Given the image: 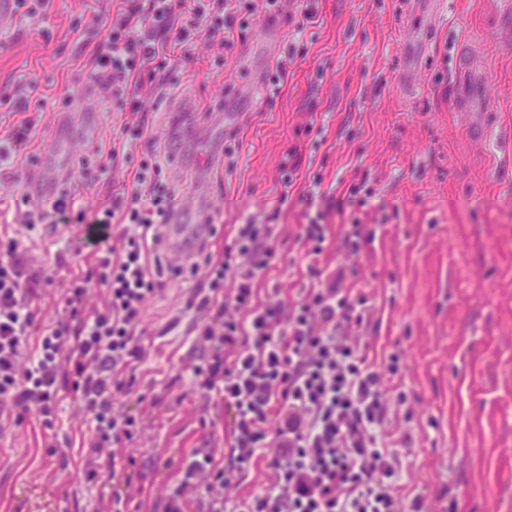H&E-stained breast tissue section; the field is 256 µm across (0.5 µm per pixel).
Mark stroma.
Segmentation results:
<instances>
[{"mask_svg":"<svg viewBox=\"0 0 512 512\" xmlns=\"http://www.w3.org/2000/svg\"><path fill=\"white\" fill-rule=\"evenodd\" d=\"M310 5L307 19L297 0H281L274 50L255 15L226 64L197 44L161 100L112 112L100 91L89 112L69 114L63 132L57 113L94 77L90 54L112 0H52L47 13L17 17L0 28V139L23 119L3 104L17 87H35L47 105L29 154L0 167V196L19 180L81 190L98 148L123 124L144 123L135 156L154 157L181 198L208 196L212 248L247 218L271 225L277 255L261 286L288 306L308 286L303 226L321 219L329 265L359 270L362 353L378 364L400 357L408 399L390 404L388 416L391 431L411 437L401 451L407 493L422 496L428 512H512V23L503 21L502 0H444L417 84L407 89L397 80L398 47L419 20L412 0ZM294 47L299 55L288 58ZM460 50L486 74L495 128L483 141L468 136L470 117L454 105ZM263 54L269 64L287 62L274 97L252 84L251 66ZM60 144L68 152L56 177L43 157ZM352 186L374 207L334 210ZM92 217L55 214L21 235L22 261L52 280L37 300L44 319L62 315L64 282L94 250L81 234ZM346 224L362 225L369 237L359 251ZM177 263L162 246L151 257L166 287L146 304L133 392L115 402L141 422L127 447L137 460L127 512H164L192 449L228 452L220 401L203 395L191 371L208 315L191 306L197 279L173 274ZM55 435L51 454L36 415L20 427L0 422V512L108 506L111 482L81 476L93 430L70 395L61 397Z\"/></svg>","mask_w":512,"mask_h":512,"instance_id":"1","label":"stroma"}]
</instances>
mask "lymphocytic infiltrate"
I'll use <instances>...</instances> for the list:
<instances>
[{
	"label": "lymphocytic infiltrate",
	"instance_id": "lymphocytic-infiltrate-1",
	"mask_svg": "<svg viewBox=\"0 0 512 512\" xmlns=\"http://www.w3.org/2000/svg\"><path fill=\"white\" fill-rule=\"evenodd\" d=\"M256 8L254 0H118L94 56L112 111H142L156 77L171 81L197 42L231 49L235 28H246ZM21 202L15 221L31 232L50 213L72 210L76 199L65 190L42 201L25 194ZM177 204L158 166L145 160L130 188L88 199L95 223L119 226L118 242L97 249L92 267L71 275L62 316L45 326L31 306L41 273L20 260L18 238L0 242V412L17 424L37 412L48 439L59 394L70 392L91 417L92 446L101 455L83 471L90 482L136 465L122 447L135 440L139 422L114 414L112 400L129 393L124 371L144 355L146 302L165 287L150 255ZM326 230L316 223L304 229L310 285L289 308L259 297L258 281L275 255L270 229L235 225L220 254L199 249L191 264L204 274L197 307L209 314L193 373L231 417L227 461L199 451L186 467L207 495L208 512H421V498L402 505L395 442L385 429L387 398L401 389L393 380L398 358L390 356L382 371L359 355L354 331L365 299L343 288L345 270L328 276L319 267ZM94 282L104 289L97 306L88 301ZM262 458L267 487L231 500L229 489Z\"/></svg>",
	"mask_w": 512,
	"mask_h": 512
}]
</instances>
